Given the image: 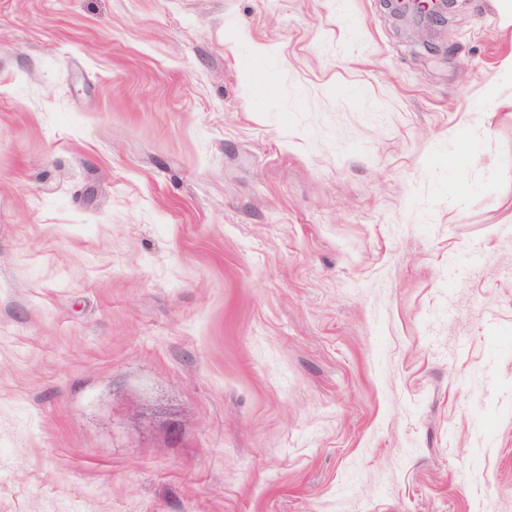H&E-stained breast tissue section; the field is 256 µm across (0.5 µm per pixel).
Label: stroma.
I'll use <instances>...</instances> for the list:
<instances>
[{
    "label": "stroma",
    "instance_id": "stroma-1",
    "mask_svg": "<svg viewBox=\"0 0 512 512\" xmlns=\"http://www.w3.org/2000/svg\"><path fill=\"white\" fill-rule=\"evenodd\" d=\"M437 32L0 0V512H512V0Z\"/></svg>",
    "mask_w": 512,
    "mask_h": 512
}]
</instances>
